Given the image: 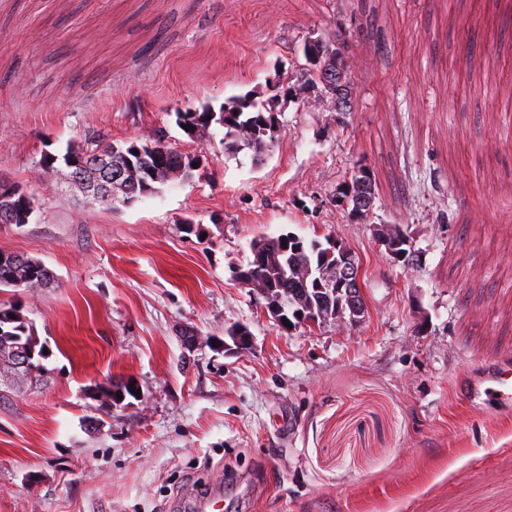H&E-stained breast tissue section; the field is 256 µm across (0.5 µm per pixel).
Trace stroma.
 Here are the masks:
<instances>
[{
	"instance_id": "35a3bbf8",
	"label": "stroma",
	"mask_w": 512,
	"mask_h": 512,
	"mask_svg": "<svg viewBox=\"0 0 512 512\" xmlns=\"http://www.w3.org/2000/svg\"><path fill=\"white\" fill-rule=\"evenodd\" d=\"M316 38L350 63L347 113L293 91ZM244 95L276 101L261 163L176 124ZM99 135L196 166L112 207L39 178ZM363 165L366 222L337 197ZM0 180L33 202L0 252L55 275L0 290L47 351L0 384V512H512V415L461 395L512 359V18L490 0H0ZM286 232L355 251L360 325L264 315L234 273ZM234 324L250 349H223ZM113 382L137 396L101 406ZM376 242L396 260H403L411 251V242L395 225H379L376 229Z\"/></svg>"
}]
</instances>
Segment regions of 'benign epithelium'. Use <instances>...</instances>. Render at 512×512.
Instances as JSON below:
<instances>
[{
    "label": "benign epithelium",
    "mask_w": 512,
    "mask_h": 512,
    "mask_svg": "<svg viewBox=\"0 0 512 512\" xmlns=\"http://www.w3.org/2000/svg\"><path fill=\"white\" fill-rule=\"evenodd\" d=\"M106 140H101L99 153L95 157V171L91 172V180H80L74 173L77 164L72 163L61 169L53 167V162L42 161V167L55 173L59 181L81 187L88 201L112 199V186L124 180L127 171L125 155H119L105 147ZM376 242L393 258L404 259L411 251V242L395 225H381L376 229ZM361 264L356 253L338 240L329 242V249L321 261V271L316 279V291L320 292L318 305L307 307L303 305V295H295L285 301L283 296L274 298L268 296L265 288L258 289L260 295L267 298L264 310L282 329V318L287 310V304L293 305L296 313L301 316L293 317L291 327L306 326L319 328L329 320L341 324L357 325L366 314L367 307L363 295ZM252 342L250 332L237 326L231 330L230 342L224 343V350L234 348L246 350Z\"/></svg>",
    "instance_id": "benign-epithelium-1"
}]
</instances>
